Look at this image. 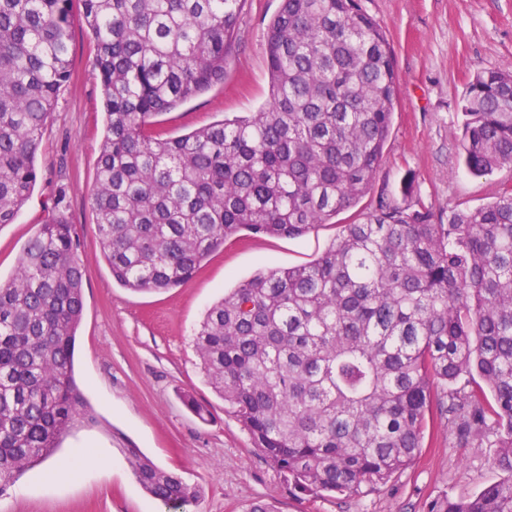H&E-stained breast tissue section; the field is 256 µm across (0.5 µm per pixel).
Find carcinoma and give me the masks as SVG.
Instances as JSON below:
<instances>
[{"label": "carcinoma", "instance_id": "1", "mask_svg": "<svg viewBox=\"0 0 512 512\" xmlns=\"http://www.w3.org/2000/svg\"><path fill=\"white\" fill-rule=\"evenodd\" d=\"M244 0H84L105 111L92 208L112 279L189 281L246 228L300 237L373 187L398 100L386 29L358 0H282L257 112L177 137L155 118L224 80ZM71 0H0V227L37 180L43 129L70 78ZM465 165H512V67L461 101ZM84 266L62 214L0 284V494L94 421L74 373ZM194 345L213 391L294 490L353 496L414 462L446 390L448 432L497 449L505 477L431 512H512V187L438 224L383 200L313 262L261 272L205 312ZM136 482L170 512L199 490L138 448Z\"/></svg>", "mask_w": 512, "mask_h": 512}]
</instances>
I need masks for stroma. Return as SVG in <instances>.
<instances>
[{
  "label": "stroma",
  "mask_w": 512,
  "mask_h": 512,
  "mask_svg": "<svg viewBox=\"0 0 512 512\" xmlns=\"http://www.w3.org/2000/svg\"><path fill=\"white\" fill-rule=\"evenodd\" d=\"M384 26L394 48L400 92L372 190L378 199L422 205L447 216L457 204L478 207L512 184V166L488 177L464 165L459 101L480 69L512 65V0H359ZM280 0H245L224 81L157 118L175 137L214 121L258 111L269 94L264 32ZM104 113L94 44L82 24L71 39V78L62 88L37 154L33 192L14 223L0 227V282H8L39 224L63 213L75 229L83 261L84 314L76 341V377L96 421L71 430L58 449L94 448L111 467L87 465L66 483L25 471L0 494V512H165L136 483L122 454L136 447L158 466L180 474L199 497L187 512H430L437 499L468 498L503 476L495 451L459 445L448 417L435 414L415 462L386 484L357 496L295 492L254 448L248 432L201 371L193 337L204 312L257 272L307 264L335 239L341 213L298 238L240 230L203 262L186 284L154 292L118 285L100 250L91 196L103 141ZM193 397L200 417L184 403Z\"/></svg>",
  "instance_id": "stroma-1"
}]
</instances>
